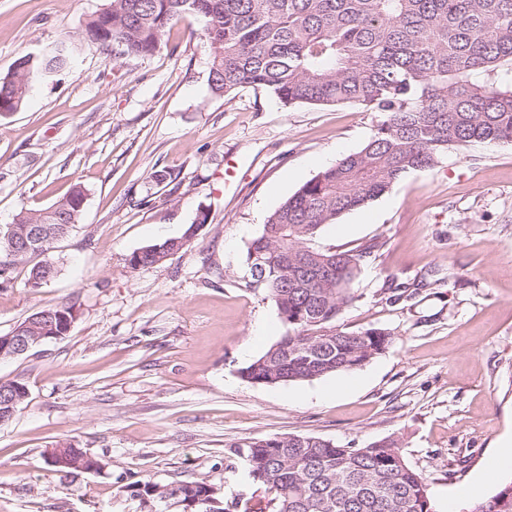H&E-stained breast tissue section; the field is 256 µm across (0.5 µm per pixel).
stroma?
I'll list each match as a JSON object with an SVG mask.
<instances>
[{"label": "stroma", "instance_id": "35a3bbf8", "mask_svg": "<svg viewBox=\"0 0 512 512\" xmlns=\"http://www.w3.org/2000/svg\"><path fill=\"white\" fill-rule=\"evenodd\" d=\"M109 0H0V76L71 39L70 68L36 79L0 117V226L75 183L88 190L74 231L41 254L56 276L0 285V335L71 303L69 333L0 360L28 396L0 424V512H141L128 484L207 480L225 505L257 512L231 444L273 434L341 446L397 439L436 512L464 488L489 496L512 470L481 475L512 440V142H472L325 225L323 247L375 241L341 327L389 329L362 368L260 386L240 371L287 332L245 256L267 217L305 182L361 150L382 116L350 104L281 103L262 88L215 97L211 51L192 20L146 58L122 60L82 32ZM170 171L158 183L151 175ZM206 224H198L200 212ZM186 237L159 264L144 246ZM412 284L410 301L389 297ZM69 443L102 472L63 479L45 463Z\"/></svg>", "mask_w": 512, "mask_h": 512}]
</instances>
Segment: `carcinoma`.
Returning <instances> with one entry per match:
<instances>
[{"mask_svg":"<svg viewBox=\"0 0 512 512\" xmlns=\"http://www.w3.org/2000/svg\"><path fill=\"white\" fill-rule=\"evenodd\" d=\"M193 19L211 49L208 86L215 96L264 88L285 104L351 103L383 114L358 152L341 159L288 198L249 243L246 263L264 279L288 332L241 369L272 386L350 372L382 354L385 328L348 331L336 321L355 300L352 283L375 242L348 250L315 246L323 226L374 201L406 174L438 164L471 142H512V86L496 80L512 68V0H110L86 23L87 41L118 59L152 55L173 25ZM74 62L63 40L20 57L0 77V111L23 105L31 79ZM484 75L481 83L472 80ZM86 193L76 184L44 209H25L0 228V282L14 266L52 247L9 250L11 228L79 223ZM251 485L272 494L270 512H434L426 478L397 440L361 448L321 437L274 434L243 445ZM80 448L47 452L68 476ZM133 498L167 494L181 512H225L204 480L164 486L136 481ZM467 512H512V482Z\"/></svg>","mask_w":512,"mask_h":512,"instance_id":"1","label":"carcinoma"}]
</instances>
